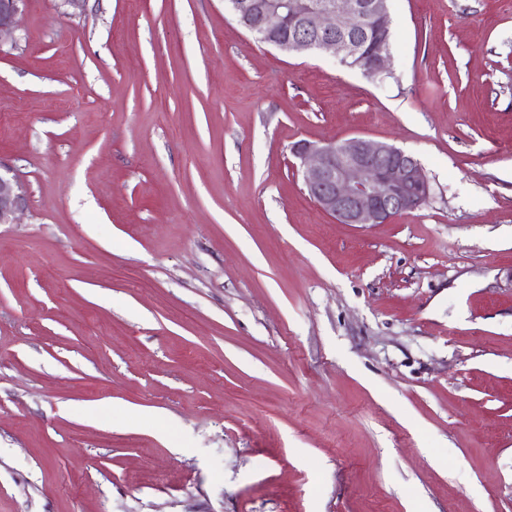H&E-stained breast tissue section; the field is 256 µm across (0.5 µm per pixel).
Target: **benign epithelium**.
I'll use <instances>...</instances> for the list:
<instances>
[{"label": "benign epithelium", "instance_id": "obj_1", "mask_svg": "<svg viewBox=\"0 0 512 512\" xmlns=\"http://www.w3.org/2000/svg\"><path fill=\"white\" fill-rule=\"evenodd\" d=\"M26 0H0V36L17 27ZM238 23L257 40L284 53L320 51L359 66L386 72L390 38L387 0H225ZM294 26L290 38L269 39L274 26ZM302 177L317 206L341 224H383L404 210L421 206L429 184L417 159L381 141L353 137L318 145L301 141L293 147ZM25 191L10 169L0 163V224H14Z\"/></svg>", "mask_w": 512, "mask_h": 512}]
</instances>
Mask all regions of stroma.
Wrapping results in <instances>:
<instances>
[{"instance_id":"35a3bbf8","label":"stroma","mask_w":512,"mask_h":512,"mask_svg":"<svg viewBox=\"0 0 512 512\" xmlns=\"http://www.w3.org/2000/svg\"><path fill=\"white\" fill-rule=\"evenodd\" d=\"M386 74L224 0L0 38V512H512V0H388ZM412 154L384 224L297 142ZM317 206L341 224H383L421 206L429 184L417 159L395 146L363 137L293 147ZM25 191L10 169L0 162V224H15L22 211Z\"/></svg>"}]
</instances>
